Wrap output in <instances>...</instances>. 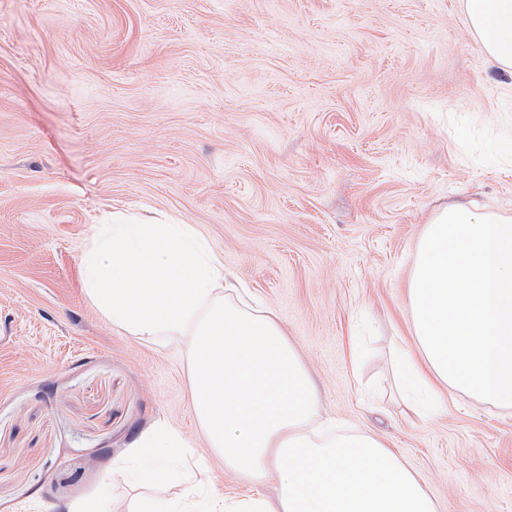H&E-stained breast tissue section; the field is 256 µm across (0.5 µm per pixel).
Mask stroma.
<instances>
[{
	"label": "stroma",
	"mask_w": 512,
	"mask_h": 512,
	"mask_svg": "<svg viewBox=\"0 0 512 512\" xmlns=\"http://www.w3.org/2000/svg\"><path fill=\"white\" fill-rule=\"evenodd\" d=\"M512 219V75L460 0H0V512L174 502L133 438L167 423L225 497L275 500L197 439L187 341L88 299L117 214L191 224L274 310L323 414L381 436L438 512H512V408L394 380L406 282L440 206Z\"/></svg>",
	"instance_id": "35a3bbf8"
}]
</instances>
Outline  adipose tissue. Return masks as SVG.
<instances>
[{"label":"adipose tissue","mask_w":512,"mask_h":512,"mask_svg":"<svg viewBox=\"0 0 512 512\" xmlns=\"http://www.w3.org/2000/svg\"><path fill=\"white\" fill-rule=\"evenodd\" d=\"M469 29L495 66L512 72V0H465ZM85 291L113 327L151 341L188 340L191 404L224 470L276 504L230 502L207 464L176 512H437L418 476L376 435L320 421L300 357L276 313L246 301L191 224L97 225L80 260ZM414 350L393 370L410 392L460 390L512 407V222L463 203L437 209L407 282Z\"/></svg>","instance_id":"adipose-tissue-1"}]
</instances>
